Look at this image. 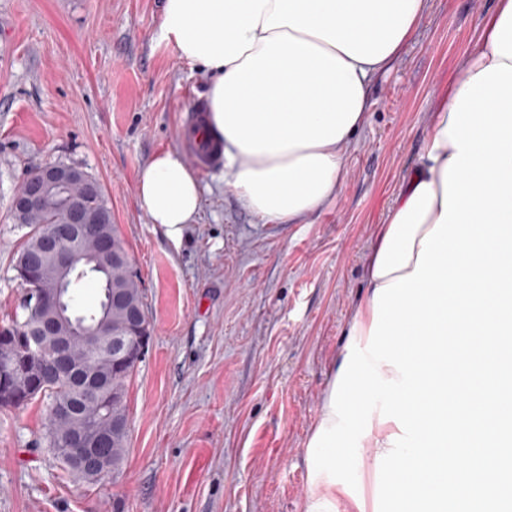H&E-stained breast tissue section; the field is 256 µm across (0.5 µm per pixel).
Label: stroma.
I'll list each match as a JSON object with an SVG mask.
<instances>
[{"label": "stroma", "instance_id": "35a3bbf8", "mask_svg": "<svg viewBox=\"0 0 512 512\" xmlns=\"http://www.w3.org/2000/svg\"><path fill=\"white\" fill-rule=\"evenodd\" d=\"M495 7L430 0L373 80L339 194L304 223H263L219 165L200 174L201 208L176 245L138 207V177L181 151L208 77L163 38L162 0H0V326L22 317L25 294L11 198L34 167L62 161L102 184L153 328L127 385L118 481L68 475L47 447L45 402L0 407V512H303L306 444L379 226Z\"/></svg>", "mask_w": 512, "mask_h": 512}]
</instances>
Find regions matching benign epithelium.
<instances>
[{"mask_svg": "<svg viewBox=\"0 0 512 512\" xmlns=\"http://www.w3.org/2000/svg\"><path fill=\"white\" fill-rule=\"evenodd\" d=\"M83 187L86 193L98 190L97 182L86 178L79 170L56 163H45L18 188L11 200V213L18 223L41 209L53 205L63 217L53 225L33 251L18 268L20 280L28 283L36 278L39 288L28 293L39 309L30 330L35 333L27 346L16 349L0 358V400L15 404L19 400L16 381L30 375L44 386L75 371L70 357L72 345L80 341L90 352L100 350L102 333L99 327L76 322L68 308L69 288L77 274L73 257L79 253L87 238L86 226L102 221V216L89 212L82 196L75 191ZM112 256V264L130 263L127 256L112 249V236L104 234L93 250L94 267H99L102 257ZM126 331L136 336L134 343L122 349L123 357L130 362L142 357L148 342L144 317L141 311L127 312ZM88 391L96 396L106 394L102 406L112 418L113 429H129V417L122 412L120 398L112 396V389L101 390L91 385ZM103 434L85 429L70 436L68 447L59 449L69 462L77 463L98 477L114 474L115 467L106 462L99 445Z\"/></svg>", "mask_w": 512, "mask_h": 512, "instance_id": "benign-epithelium-1", "label": "benign epithelium"}]
</instances>
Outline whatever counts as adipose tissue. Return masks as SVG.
<instances>
[{"label": "adipose tissue", "mask_w": 512, "mask_h": 512, "mask_svg": "<svg viewBox=\"0 0 512 512\" xmlns=\"http://www.w3.org/2000/svg\"><path fill=\"white\" fill-rule=\"evenodd\" d=\"M429 0H163L161 33L210 75L205 130L224 184L268 224H300L340 191L373 77ZM202 188L174 151L138 205L180 243ZM306 448L304 512H512V0L432 112L425 149L380 226ZM469 382L455 406L448 390ZM372 451V495L336 478Z\"/></svg>", "instance_id": "adipose-tissue-1"}]
</instances>
